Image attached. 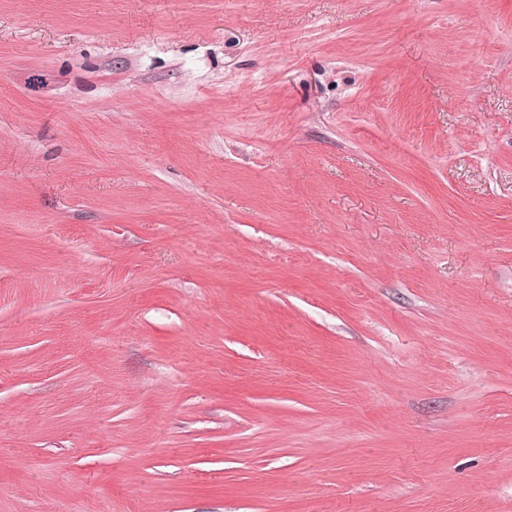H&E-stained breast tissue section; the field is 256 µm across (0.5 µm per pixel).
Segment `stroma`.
Wrapping results in <instances>:
<instances>
[{
    "label": "stroma",
    "mask_w": 512,
    "mask_h": 512,
    "mask_svg": "<svg viewBox=\"0 0 512 512\" xmlns=\"http://www.w3.org/2000/svg\"><path fill=\"white\" fill-rule=\"evenodd\" d=\"M0 512H512V0H0Z\"/></svg>",
    "instance_id": "35a3bbf8"
}]
</instances>
